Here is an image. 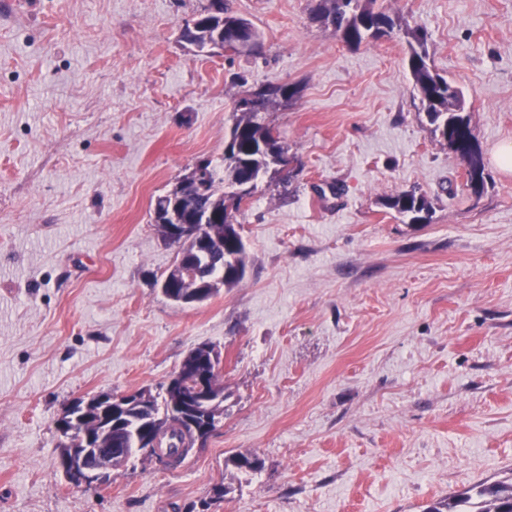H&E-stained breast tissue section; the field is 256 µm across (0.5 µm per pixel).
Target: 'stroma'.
Wrapping results in <instances>:
<instances>
[{"instance_id":"35a3bbf8","label":"stroma","mask_w":512,"mask_h":512,"mask_svg":"<svg viewBox=\"0 0 512 512\" xmlns=\"http://www.w3.org/2000/svg\"><path fill=\"white\" fill-rule=\"evenodd\" d=\"M0 9V512H423L512 475V0H378L429 35L485 165L431 131L405 42L357 47L318 0H226L261 51L181 39L206 0H16ZM292 160L239 217L241 281L180 305L157 196L220 165L238 88ZM432 204L412 224L383 205ZM223 356L224 415L176 469L143 454L75 489L55 422L72 400L155 389L193 348ZM252 452L246 475L228 457ZM224 484V499L211 502ZM383 205L403 217H408L412 223H427L431 213V205L427 199L422 195H416L414 192H401L386 197L383 200Z\"/></svg>"}]
</instances>
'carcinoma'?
<instances>
[{"instance_id":"1","label":"carcinoma","mask_w":512,"mask_h":512,"mask_svg":"<svg viewBox=\"0 0 512 512\" xmlns=\"http://www.w3.org/2000/svg\"><path fill=\"white\" fill-rule=\"evenodd\" d=\"M376 0H319L316 16L327 20L340 34L342 41L356 47L368 39L383 37L397 39L408 47V66L415 88L432 132L440 140H448V133L458 127L470 129L468 115L464 114L462 91L448 79L433 71L429 65L428 37L421 27L411 28L394 18L385 8H375ZM236 18H220L202 9L195 15L193 25H185L182 40L199 50H204L216 40V36L231 33L229 25ZM298 94V90L286 83H269L254 91V107H240L239 98L233 99V123L224 139V173L212 170L207 191L186 201V207L201 213L210 210L224 212V226L212 225L215 232H224V265L214 261L198 260L195 266L197 278L204 282L214 276L224 275V284L234 285L242 279L246 245L240 231L238 216L242 205L250 196H237L238 187L245 181L257 185L265 176L275 179V157L287 153L279 133L265 121L263 114L285 106ZM383 205L409 218L410 222H428L431 205L427 199L414 192H401L383 200ZM175 393L168 384L160 387L157 394L148 393L141 408L132 407L126 413L122 448H137L143 432L148 430L159 436L158 446L148 454L150 459L167 468L180 465L190 451L205 443L216 426L202 434H196L192 426L179 419L161 418L168 414ZM226 464L245 472H259L264 460L255 453H238L227 459ZM423 512H512V483H484L474 485L458 493L450 501L439 500L427 506Z\"/></svg>"}]
</instances>
